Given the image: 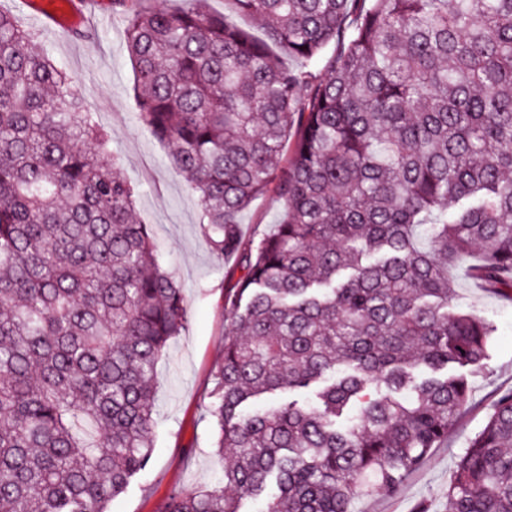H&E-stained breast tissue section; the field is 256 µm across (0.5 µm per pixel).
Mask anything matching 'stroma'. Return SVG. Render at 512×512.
Listing matches in <instances>:
<instances>
[{
	"label": "stroma",
	"instance_id": "stroma-1",
	"mask_svg": "<svg viewBox=\"0 0 512 512\" xmlns=\"http://www.w3.org/2000/svg\"><path fill=\"white\" fill-rule=\"evenodd\" d=\"M23 28L67 71L85 107L112 134L110 148L123 178L139 190L137 212L158 247L160 263L183 289L187 326L157 365L153 455L150 466L115 498L110 512H160L175 491L214 485L224 476V460L212 448L208 413L213 371L224 351V289L228 278L244 271L235 258L218 255L203 235L196 194L168 161V149L138 116L134 70L125 46L120 11L85 13L90 37L43 29L23 0H0ZM282 211L273 194L259 197L242 213L244 238L259 236L276 224ZM472 258L452 270L459 303L491 321L495 333L485 370L470 379L472 400L448 441L432 449L426 462L396 493L375 488L355 498L351 512H445V493L468 438L480 431L493 409L497 388L512 386V302L478 287L469 276Z\"/></svg>",
	"mask_w": 512,
	"mask_h": 512
}]
</instances>
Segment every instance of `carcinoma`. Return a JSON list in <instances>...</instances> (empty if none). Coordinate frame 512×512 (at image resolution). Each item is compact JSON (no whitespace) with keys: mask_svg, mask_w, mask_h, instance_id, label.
<instances>
[{"mask_svg":"<svg viewBox=\"0 0 512 512\" xmlns=\"http://www.w3.org/2000/svg\"><path fill=\"white\" fill-rule=\"evenodd\" d=\"M141 2L114 0L139 117L246 269L209 406L224 479L161 512H350L397 491L489 357L494 327L457 310L448 269L477 249L470 276L512 298V0H232L261 38L209 0ZM109 142L0 10V512H108L152 458L185 306ZM269 193L276 229L244 239ZM446 498L512 512V388ZM281 211V200L272 193L253 201L240 217L244 238L258 237L269 231L277 223Z\"/></svg>","mask_w":512,"mask_h":512,"instance_id":"cac0c4a2","label":"carcinoma"}]
</instances>
